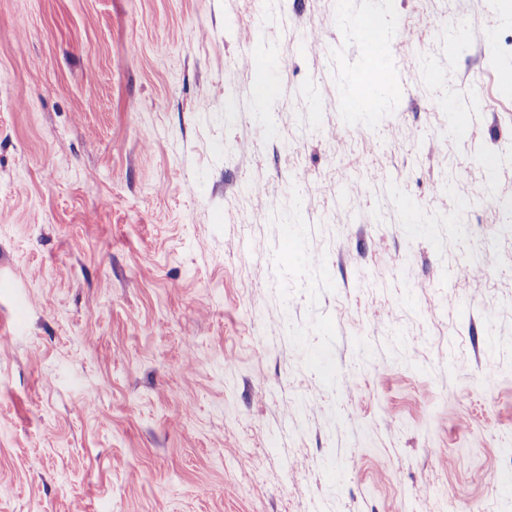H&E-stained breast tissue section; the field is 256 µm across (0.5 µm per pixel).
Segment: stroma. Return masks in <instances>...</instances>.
<instances>
[{
    "instance_id": "35a3bbf8",
    "label": "stroma",
    "mask_w": 512,
    "mask_h": 512,
    "mask_svg": "<svg viewBox=\"0 0 512 512\" xmlns=\"http://www.w3.org/2000/svg\"><path fill=\"white\" fill-rule=\"evenodd\" d=\"M508 66L512 0H0V512H512Z\"/></svg>"
}]
</instances>
